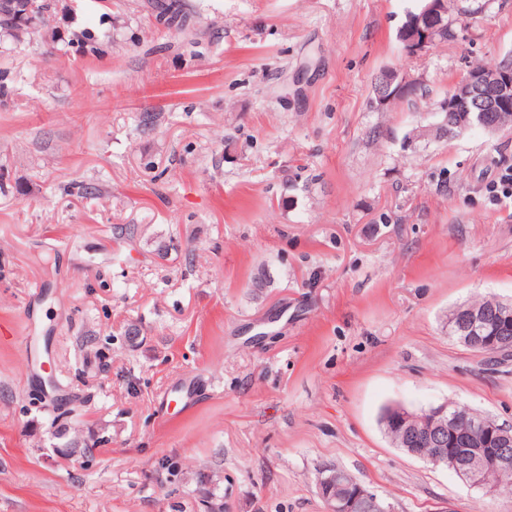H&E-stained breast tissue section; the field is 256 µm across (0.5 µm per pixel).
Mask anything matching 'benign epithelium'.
<instances>
[{
    "label": "benign epithelium",
    "instance_id": "benign-epithelium-1",
    "mask_svg": "<svg viewBox=\"0 0 512 512\" xmlns=\"http://www.w3.org/2000/svg\"><path fill=\"white\" fill-rule=\"evenodd\" d=\"M420 6L406 12L401 26L404 51L415 55L426 51L431 43L434 22L443 14L444 0H419ZM37 23L31 13L28 0H0V24ZM417 90V84L402 76L396 68L388 69L374 105L389 108L402 95ZM512 99V72L470 71L457 82L448 97L437 107L439 121L428 126L432 132L448 125V135L459 136L473 126H480L496 133L512 126V113L508 100ZM453 324L456 339L488 358L512 353V336L505 333L488 341L481 330L489 319L485 311H475L465 305L458 306L448 314ZM460 417L445 402L415 415L404 406L386 408L380 418L390 437H401L403 451L420 458L435 467L450 466L455 473L472 486L480 485L479 473L488 464L503 472H512V433L495 418L471 412L467 426L456 427ZM483 428L494 438L496 447L485 448V443L471 437V429ZM431 452H426V449ZM319 492L327 505V512H358L366 508L369 512H394L374 491L358 482L350 474L325 466L318 471Z\"/></svg>",
    "mask_w": 512,
    "mask_h": 512
}]
</instances>
